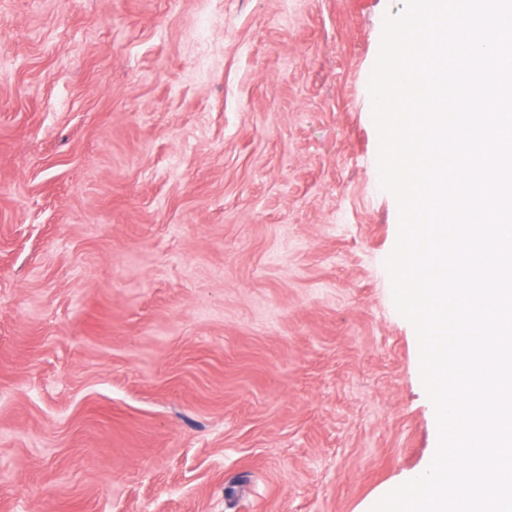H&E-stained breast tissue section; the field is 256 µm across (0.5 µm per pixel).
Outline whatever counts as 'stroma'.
<instances>
[{"label":"stroma","mask_w":512,"mask_h":512,"mask_svg":"<svg viewBox=\"0 0 512 512\" xmlns=\"http://www.w3.org/2000/svg\"><path fill=\"white\" fill-rule=\"evenodd\" d=\"M403 0H0V512H368L435 411L367 97Z\"/></svg>","instance_id":"1"}]
</instances>
